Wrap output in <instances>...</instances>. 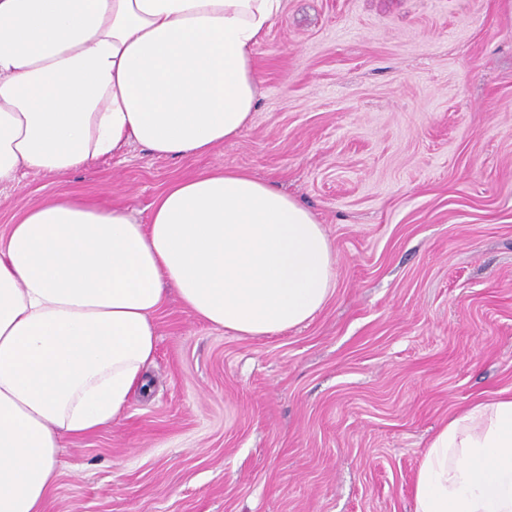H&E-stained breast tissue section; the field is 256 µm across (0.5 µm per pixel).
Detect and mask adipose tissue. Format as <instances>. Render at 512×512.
I'll return each instance as SVG.
<instances>
[{
    "label": "adipose tissue",
    "instance_id": "obj_1",
    "mask_svg": "<svg viewBox=\"0 0 512 512\" xmlns=\"http://www.w3.org/2000/svg\"><path fill=\"white\" fill-rule=\"evenodd\" d=\"M282 0H0V184L66 177L131 143L184 159L238 136ZM318 217L250 173L171 184L141 220L65 192L0 233V512H41L68 438L149 392L153 320L174 291L201 322L269 336L332 296ZM415 512H512V395L434 435Z\"/></svg>",
    "mask_w": 512,
    "mask_h": 512
}]
</instances>
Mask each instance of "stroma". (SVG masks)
<instances>
[{"label":"stroma","mask_w":512,"mask_h":512,"mask_svg":"<svg viewBox=\"0 0 512 512\" xmlns=\"http://www.w3.org/2000/svg\"><path fill=\"white\" fill-rule=\"evenodd\" d=\"M257 108L210 153L132 144L0 185V232L51 192L146 217L174 181L247 171L313 211L336 287L306 325L235 336L175 295L149 394L64 441L43 512H413L450 415L512 393V0H283Z\"/></svg>","instance_id":"35a3bbf8"}]
</instances>
